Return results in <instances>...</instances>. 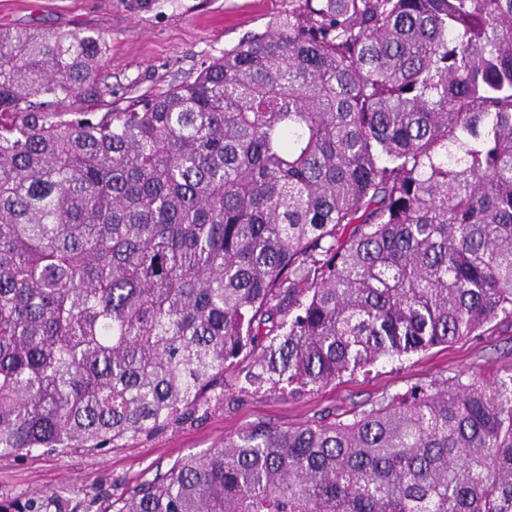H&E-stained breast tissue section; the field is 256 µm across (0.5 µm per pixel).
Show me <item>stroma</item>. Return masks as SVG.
Instances as JSON below:
<instances>
[{
	"mask_svg": "<svg viewBox=\"0 0 512 512\" xmlns=\"http://www.w3.org/2000/svg\"><path fill=\"white\" fill-rule=\"evenodd\" d=\"M287 7L288 0H0V29L103 36L109 51L99 75L112 89L107 104L128 108L147 93L196 76ZM510 369L512 328L498 321L480 334L379 361L323 388L296 395L278 390L236 395L200 421L128 448L0 458V512H14L16 504L36 494L62 492L74 505L95 493L117 496L184 457L209 453L257 422H330L405 394L417 383L488 381Z\"/></svg>",
	"mask_w": 512,
	"mask_h": 512,
	"instance_id": "1",
	"label": "stroma"
}]
</instances>
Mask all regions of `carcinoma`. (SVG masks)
I'll use <instances>...</instances> for the list:
<instances>
[{
  "mask_svg": "<svg viewBox=\"0 0 512 512\" xmlns=\"http://www.w3.org/2000/svg\"><path fill=\"white\" fill-rule=\"evenodd\" d=\"M106 52L0 30V457L512 323V0H288L135 108L48 111L107 94ZM88 508L512 512V370L257 424Z\"/></svg>",
  "mask_w": 512,
  "mask_h": 512,
  "instance_id": "obj_1",
  "label": "carcinoma"
}]
</instances>
